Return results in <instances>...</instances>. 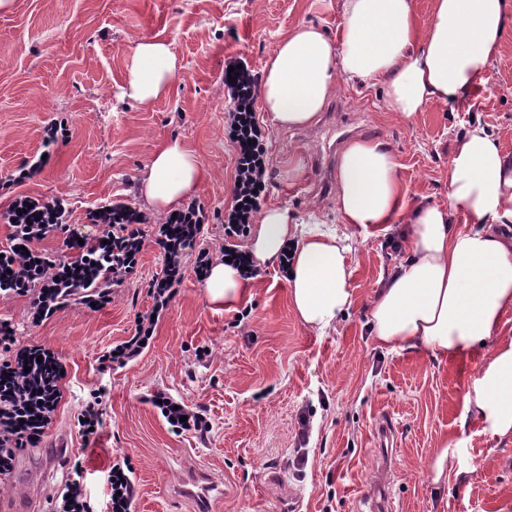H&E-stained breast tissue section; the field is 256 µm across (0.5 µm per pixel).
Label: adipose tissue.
<instances>
[{"label": "adipose tissue", "instance_id": "ef3b65f1", "mask_svg": "<svg viewBox=\"0 0 512 512\" xmlns=\"http://www.w3.org/2000/svg\"><path fill=\"white\" fill-rule=\"evenodd\" d=\"M337 34L303 23L282 36L262 67L261 110L272 126L315 125L342 82L380 87L385 108L403 119L432 106L463 101L481 70L496 58L512 28V0H433L426 28L416 21L415 0H341ZM179 68L168 42L142 39L131 50L122 94L149 105L164 97ZM203 171L194 149L175 138L147 162L139 191L168 210L194 197ZM405 189L389 149L355 141L339 159L336 185L343 223L375 233L397 231L407 257L383 279L369 310V327L390 350L408 349L434 359L482 351L478 374L464 396L468 414L484 432L512 440V156L483 129L456 143L448 171V202L405 203ZM472 225L459 230L458 214ZM292 245L289 300L301 322L325 331L354 303L352 251L337 232L297 230L286 211L263 213L250 253L278 263ZM210 304L233 310L247 298L238 271L215 263L205 280Z\"/></svg>", "mask_w": 512, "mask_h": 512}]
</instances>
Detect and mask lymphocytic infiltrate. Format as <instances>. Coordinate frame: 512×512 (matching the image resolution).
Returning a JSON list of instances; mask_svg holds the SVG:
<instances>
[{
  "instance_id": "lymphocytic-infiltrate-1",
  "label": "lymphocytic infiltrate",
  "mask_w": 512,
  "mask_h": 512,
  "mask_svg": "<svg viewBox=\"0 0 512 512\" xmlns=\"http://www.w3.org/2000/svg\"><path fill=\"white\" fill-rule=\"evenodd\" d=\"M229 89L233 100V110L228 114L232 125L229 136L236 157L232 202L224 213L226 244L223 254L230 257L232 266L241 269L243 278L248 280L256 277L257 270L249 252L238 249L235 241L249 234L253 219L266 197L267 133L258 122L255 80L247 68H239ZM199 210V205L189 203L177 211L175 217L159 225L156 243L164 253L166 270L164 277L150 288L153 313L135 317L133 334L114 350L105 351L100 357L102 365L127 364L139 357L146 342L152 340L155 317L167 308L182 280V259L189 249H197L201 227L191 223L190 217ZM142 221V216L136 212L116 206L112 209V222L103 236L82 242L65 241L67 250L75 252L82 261L93 263L110 283L106 289H84L80 297L83 305L104 304L109 298L110 287L121 286L133 273L144 245ZM197 251L198 270H207L212 263L209 250ZM14 343V334L0 325V348L11 353L8 360L0 362V476L11 473L19 451L41 442L60 398L61 361L55 353L38 346L18 349ZM158 398V408L175 432L191 430L199 437L207 436L210 423L202 412L177 403L175 398L163 392ZM133 472L129 460L112 464L108 474L107 512H133L136 499Z\"/></svg>"
}]
</instances>
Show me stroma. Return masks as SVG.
<instances>
[{
  "label": "stroma",
  "mask_w": 512,
  "mask_h": 512,
  "mask_svg": "<svg viewBox=\"0 0 512 512\" xmlns=\"http://www.w3.org/2000/svg\"><path fill=\"white\" fill-rule=\"evenodd\" d=\"M341 21L340 0H13L0 12V252L12 232L5 215L21 198L59 203L78 237L100 235L91 220L97 208L126 206L144 217L147 236L135 272L99 310L73 301L35 324L28 297H0V325L13 328L17 346L50 349L66 367L43 443L20 451L0 480V512H48L73 455L84 458L95 502L112 462L129 458L135 512H196L192 499L176 496L196 469L220 481L210 512H291L294 503L298 512H357L380 462L373 430L384 420L396 434L393 512H512V442L463 417L480 353L435 361L377 344L368 306L405 256L392 252L388 235L342 223L336 202L349 143L336 123L340 105L358 139L388 144L411 204L447 203L449 160L473 126L512 155V28L475 93L454 108L430 107L407 121L386 111L379 90L346 83L315 126L270 129L264 209H287L292 222L337 230L352 245L355 302L334 329L301 324L276 266H259L247 281V318L210 306L191 251L149 347L126 366L99 369L103 351L150 313L149 286L164 273L152 239L162 215L135 192L155 148L178 137L196 149L204 180L195 201L205 215L198 245L220 258L235 167L226 65L241 61L260 74L275 41L299 23L333 34ZM141 37L169 42L180 65L169 93L148 107L120 97ZM97 390L106 393L107 428L88 445L76 416ZM158 390L205 409L207 440L172 433L149 401ZM445 438L461 441L466 474L435 485L425 463Z\"/></svg>",
  "instance_id": "35a3bbf8"
}]
</instances>
